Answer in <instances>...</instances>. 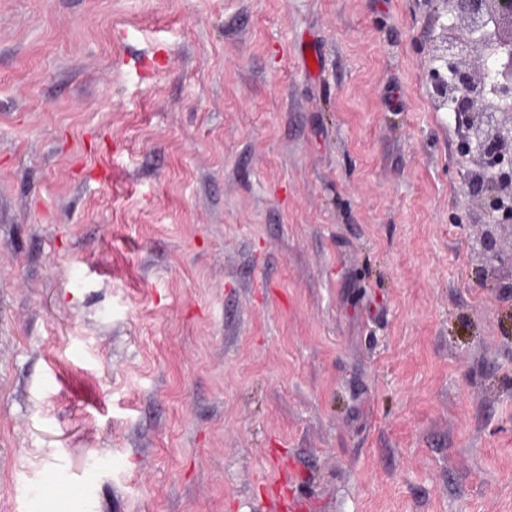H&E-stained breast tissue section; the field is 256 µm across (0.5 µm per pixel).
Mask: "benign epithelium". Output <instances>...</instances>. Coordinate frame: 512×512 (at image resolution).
Returning a JSON list of instances; mask_svg holds the SVG:
<instances>
[{"instance_id":"7a95c632","label":"benign epithelium","mask_w":512,"mask_h":512,"mask_svg":"<svg viewBox=\"0 0 512 512\" xmlns=\"http://www.w3.org/2000/svg\"><path fill=\"white\" fill-rule=\"evenodd\" d=\"M442 2L445 45L429 71L431 96L461 130L460 154L476 164L467 193L492 223L512 224V0ZM474 51L481 64L471 71L462 59Z\"/></svg>"}]
</instances>
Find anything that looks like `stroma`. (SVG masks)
<instances>
[{
  "instance_id": "obj_1",
  "label": "stroma",
  "mask_w": 512,
  "mask_h": 512,
  "mask_svg": "<svg viewBox=\"0 0 512 512\" xmlns=\"http://www.w3.org/2000/svg\"><path fill=\"white\" fill-rule=\"evenodd\" d=\"M442 8L0 0V512H512Z\"/></svg>"
}]
</instances>
